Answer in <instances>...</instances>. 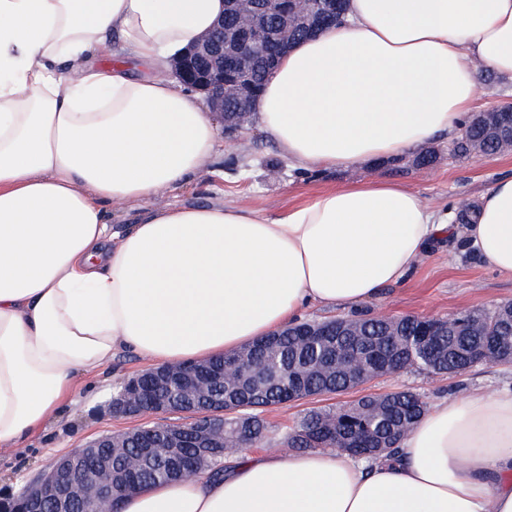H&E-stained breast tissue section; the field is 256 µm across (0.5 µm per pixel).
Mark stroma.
Masks as SVG:
<instances>
[{"label":"stroma","mask_w":512,"mask_h":512,"mask_svg":"<svg viewBox=\"0 0 512 512\" xmlns=\"http://www.w3.org/2000/svg\"><path fill=\"white\" fill-rule=\"evenodd\" d=\"M223 150L212 157L193 181L161 197L136 201L118 211L113 219L125 228L155 208L170 203L242 206L267 216L288 210L309 195L361 179L399 181L421 192L438 212L457 214L462 206L476 204L480 195L503 172L512 170V151L479 158L453 156L451 136L441 134L419 151L397 161L368 163L352 170L319 171L294 167L283 158L273 139L256 123L241 128H219ZM431 153L433 165L415 166L418 154ZM512 302V278L494 272L466 248L463 241L448 239L432 246L404 285L382 290L379 298L359 309L302 312L305 321L369 316L445 317L463 310L484 309ZM150 360L131 352L116 356L97 374L81 380V398L64 407L59 418L34 434L21 447L0 448V488H19L44 473L56 457L104 433H124L153 424L154 416L122 417L108 412L107 403L124 379L150 368ZM512 383L511 365H480L451 378L403 371L368 382L346 392L290 402L266 412L269 439L266 450L282 449L289 428L307 411L351 403L365 395L397 389L422 394L426 403L447 396H461L482 388L492 391Z\"/></svg>","instance_id":"obj_1"}]
</instances>
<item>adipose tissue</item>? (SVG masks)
Returning <instances> with one entry per match:
<instances>
[{
	"label": "adipose tissue",
	"mask_w": 512,
	"mask_h": 512,
	"mask_svg": "<svg viewBox=\"0 0 512 512\" xmlns=\"http://www.w3.org/2000/svg\"><path fill=\"white\" fill-rule=\"evenodd\" d=\"M223 0H0V447L129 350L158 365L234 352L309 307L350 308L462 238L512 276V173L467 223L365 180L269 217L167 205L119 231L114 205L188 185L218 152L202 101L162 73ZM132 64L100 66L113 40ZM512 78V0H348L293 44L254 114L306 169L395 159L460 131L478 66ZM118 512H512V388L434 404L395 460L341 450L234 456L122 495Z\"/></svg>",
	"instance_id": "obj_1"
}]
</instances>
